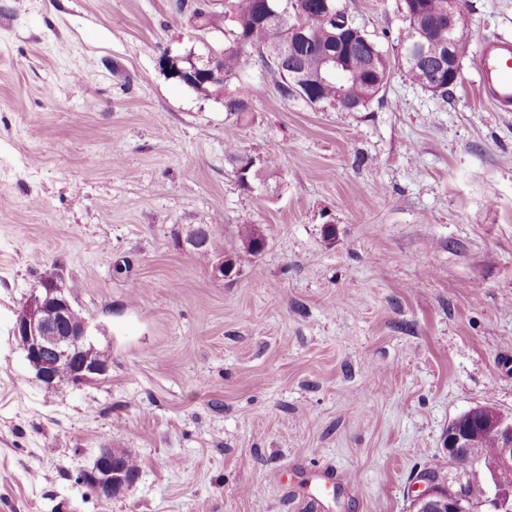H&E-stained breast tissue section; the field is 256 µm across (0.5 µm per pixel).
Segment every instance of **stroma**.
<instances>
[{"mask_svg": "<svg viewBox=\"0 0 512 512\" xmlns=\"http://www.w3.org/2000/svg\"><path fill=\"white\" fill-rule=\"evenodd\" d=\"M176 2L0 0V512H412L420 473L485 483L446 442L473 407L512 418V112L476 66L512 0H468L448 101L396 73L360 112L284 98L260 65L207 95L175 81L161 56L232 26L227 0L205 31ZM340 4L396 46L399 0ZM239 154L274 174L243 189ZM197 224L232 276L198 261ZM50 275L111 358L79 388L46 389L13 333ZM109 447L140 476L105 501L80 474ZM192 238L194 241L192 248L197 259L203 263L209 264L215 254L224 252L223 243H221L220 232L207 224H199L188 232L186 241ZM221 254L212 262L213 272L217 276L230 277L235 269L236 262L231 256ZM268 234L257 224H241L237 227V237L242 248L248 253H257L266 243Z\"/></svg>", "mask_w": 512, "mask_h": 512, "instance_id": "stroma-1", "label": "stroma"}]
</instances>
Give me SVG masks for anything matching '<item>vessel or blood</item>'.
I'll return each mask as SVG.
<instances>
[{"label":"vessel or blood","instance_id":"1","mask_svg":"<svg viewBox=\"0 0 512 512\" xmlns=\"http://www.w3.org/2000/svg\"><path fill=\"white\" fill-rule=\"evenodd\" d=\"M477 71L485 99L498 111L512 112V38L485 41Z\"/></svg>","mask_w":512,"mask_h":512}]
</instances>
